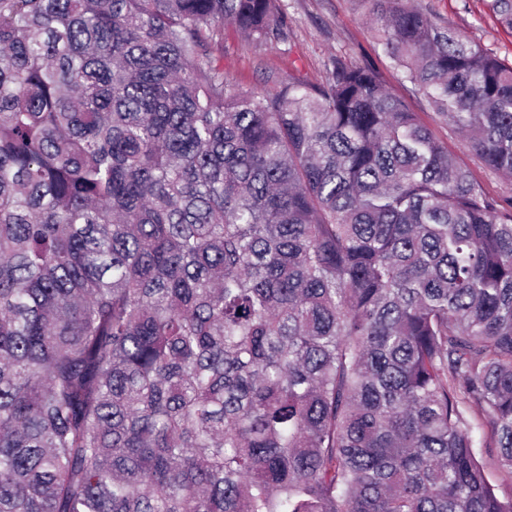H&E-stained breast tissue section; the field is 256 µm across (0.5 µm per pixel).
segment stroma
<instances>
[{
  "mask_svg": "<svg viewBox=\"0 0 512 512\" xmlns=\"http://www.w3.org/2000/svg\"><path fill=\"white\" fill-rule=\"evenodd\" d=\"M288 14V38L283 42L243 40L225 28L221 62L234 85L273 92L299 79L311 86L324 82L334 64L370 65L387 86L402 96L457 162L472 173L491 196L512 198V179L488 171L469 150L464 137L451 131L411 85L400 83L383 56L368 23L369 0H283ZM436 24L454 29L500 58L512 62V32L501 27L487 0H411Z\"/></svg>",
  "mask_w": 512,
  "mask_h": 512,
  "instance_id": "1",
  "label": "stroma"
}]
</instances>
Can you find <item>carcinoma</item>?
Wrapping results in <instances>:
<instances>
[{"label": "carcinoma", "mask_w": 512, "mask_h": 512, "mask_svg": "<svg viewBox=\"0 0 512 512\" xmlns=\"http://www.w3.org/2000/svg\"><path fill=\"white\" fill-rule=\"evenodd\" d=\"M512 177V63L371 0ZM512 31V0H488ZM281 0H0V512H512V210Z\"/></svg>", "instance_id": "carcinoma-1"}]
</instances>
